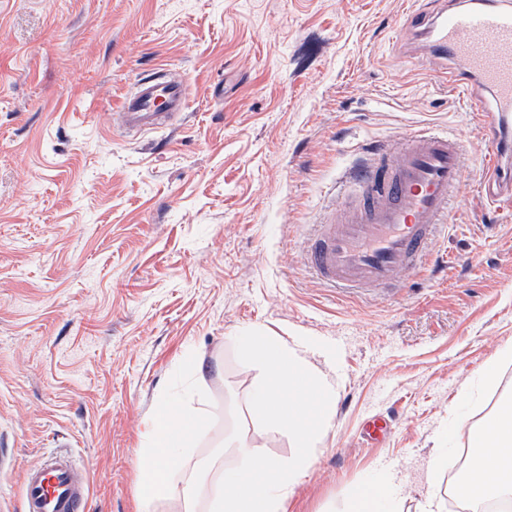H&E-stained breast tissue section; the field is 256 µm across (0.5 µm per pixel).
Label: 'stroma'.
Segmentation results:
<instances>
[{
	"instance_id": "obj_1",
	"label": "stroma",
	"mask_w": 512,
	"mask_h": 512,
	"mask_svg": "<svg viewBox=\"0 0 512 512\" xmlns=\"http://www.w3.org/2000/svg\"><path fill=\"white\" fill-rule=\"evenodd\" d=\"M410 2L0 0V512L61 444L88 512H134L146 422L190 356L205 461L260 375L236 355L248 330L302 343L336 385L288 512H344L384 479L394 512L447 502V460L512 374V213L480 193L485 135L440 67L394 37ZM158 71L187 109L126 136L120 102ZM422 124L464 143L447 274L339 300L304 262L308 226L364 145ZM374 411L397 421L373 443Z\"/></svg>"
}]
</instances>
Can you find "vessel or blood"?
<instances>
[{"instance_id": "vessel-or-blood-1", "label": "vessel or blood", "mask_w": 512, "mask_h": 512, "mask_svg": "<svg viewBox=\"0 0 512 512\" xmlns=\"http://www.w3.org/2000/svg\"><path fill=\"white\" fill-rule=\"evenodd\" d=\"M399 41H424L430 60L449 64V90L485 130L480 189L490 206H512V0H414ZM183 78L138 80L119 107L135 134L184 111ZM463 143L451 132L415 127L367 149L342 174L336 201L306 241V263L339 298L391 296L409 275L433 267L439 234L451 223L464 177ZM89 486L57 454L22 478L23 512H87Z\"/></svg>"}]
</instances>
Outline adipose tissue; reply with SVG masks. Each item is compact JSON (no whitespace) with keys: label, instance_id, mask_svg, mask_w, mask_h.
Instances as JSON below:
<instances>
[{"label":"adipose tissue","instance_id":"obj_1","mask_svg":"<svg viewBox=\"0 0 512 512\" xmlns=\"http://www.w3.org/2000/svg\"><path fill=\"white\" fill-rule=\"evenodd\" d=\"M460 493L478 502L512 495V417L498 416L489 422Z\"/></svg>","mask_w":512,"mask_h":512}]
</instances>
